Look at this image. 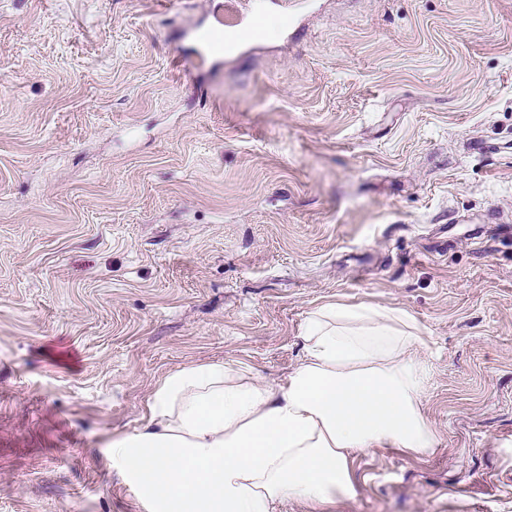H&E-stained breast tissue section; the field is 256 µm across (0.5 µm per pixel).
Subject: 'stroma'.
<instances>
[{"label":"stroma","mask_w":512,"mask_h":512,"mask_svg":"<svg viewBox=\"0 0 512 512\" xmlns=\"http://www.w3.org/2000/svg\"><path fill=\"white\" fill-rule=\"evenodd\" d=\"M502 224L512 0H0V512H150L110 443L157 383L278 387L328 301L414 317L437 434L331 512H512Z\"/></svg>","instance_id":"1"}]
</instances>
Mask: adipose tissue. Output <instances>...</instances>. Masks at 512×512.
Returning <instances> with one entry per match:
<instances>
[{
	"label": "adipose tissue",
	"mask_w": 512,
	"mask_h": 512,
	"mask_svg": "<svg viewBox=\"0 0 512 512\" xmlns=\"http://www.w3.org/2000/svg\"><path fill=\"white\" fill-rule=\"evenodd\" d=\"M304 356L279 389L221 362L166 376L148 419L112 454L153 512H317L355 491L352 458L383 446L422 454L424 341L400 309L328 302L312 310Z\"/></svg>",
	"instance_id": "ef3b65f1"
}]
</instances>
